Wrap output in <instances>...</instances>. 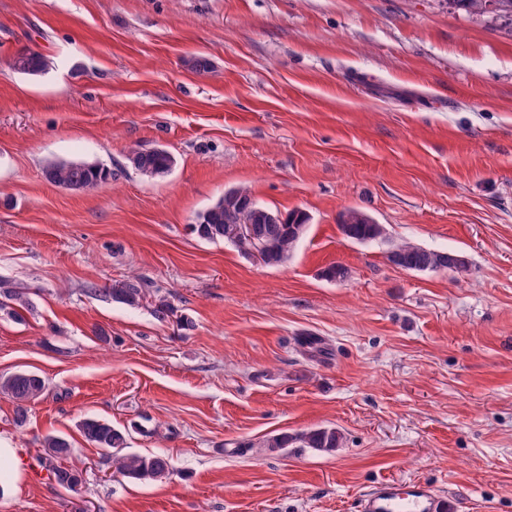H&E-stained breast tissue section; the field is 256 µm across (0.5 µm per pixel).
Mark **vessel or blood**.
Here are the masks:
<instances>
[{
  "label": "vessel or blood",
  "mask_w": 512,
  "mask_h": 512,
  "mask_svg": "<svg viewBox=\"0 0 512 512\" xmlns=\"http://www.w3.org/2000/svg\"><path fill=\"white\" fill-rule=\"evenodd\" d=\"M452 504L422 482L384 481L362 495L358 512H450Z\"/></svg>",
  "instance_id": "1"
}]
</instances>
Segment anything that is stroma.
<instances>
[{
    "label": "stroma",
    "mask_w": 512,
    "mask_h": 512,
    "mask_svg": "<svg viewBox=\"0 0 512 512\" xmlns=\"http://www.w3.org/2000/svg\"><path fill=\"white\" fill-rule=\"evenodd\" d=\"M23 49L45 76L12 69ZM155 146L176 164L149 179L127 157ZM53 160L112 176L64 189ZM239 187L309 214L285 263L193 231ZM351 208L387 241L347 239ZM404 241L467 266L400 269ZM133 273L151 303L112 301ZM0 281L32 304L0 311V376L46 382L20 426L0 394L27 465L0 512H358L384 479L512 512V20L444 0H0ZM88 418L173 474L115 473ZM319 427L341 447L263 445ZM50 435L78 492L38 463Z\"/></svg>",
    "instance_id": "obj_1"
}]
</instances>
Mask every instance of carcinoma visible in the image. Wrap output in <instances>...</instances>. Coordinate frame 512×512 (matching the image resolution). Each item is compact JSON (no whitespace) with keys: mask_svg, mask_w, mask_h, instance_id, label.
I'll list each match as a JSON object with an SVG mask.
<instances>
[{"mask_svg":"<svg viewBox=\"0 0 512 512\" xmlns=\"http://www.w3.org/2000/svg\"><path fill=\"white\" fill-rule=\"evenodd\" d=\"M450 7L471 15L495 14L512 18V0H448ZM15 71L28 76H39L46 72L43 56L31 50H22L14 56ZM128 160L135 171L147 178L168 174L175 158L162 148L150 150L133 149ZM48 182L65 189L93 192L108 180L111 173L97 162H71L55 160L45 166ZM310 216L301 209L287 213L272 210L256 202L249 191L233 188L224 191V196L214 205L198 214L195 231L199 237L210 241H222L245 253L259 249L261 260L268 265H279L288 260L297 241L307 231ZM339 229L351 240L384 242L387 232L384 225L375 222L369 215L349 209L341 217ZM396 265L414 272L438 270H462L466 267L464 257L456 252L436 251L405 242L395 246ZM112 301L130 307H139L151 297L150 289L141 278L129 276L116 281L109 289ZM13 304L27 309L31 302L21 288L0 289V308ZM45 391L44 380L36 373L22 371L0 377V393L9 396L16 404V418L22 424L27 418V404L39 398ZM86 440L107 452V461L120 475L138 481H162L172 473L171 459L164 453L141 456L124 452L126 436L106 420L88 418L81 424ZM298 442L302 448L331 450L341 443V435L332 427H321L295 436L279 434L264 442L266 448H286ZM71 453V445L61 436H49L44 441V452L39 458L42 468L60 487L76 491L83 483L82 474L64 464Z\"/></svg>","mask_w":512,"mask_h":512,"instance_id":"obj_1","label":"carcinoma"}]
</instances>
